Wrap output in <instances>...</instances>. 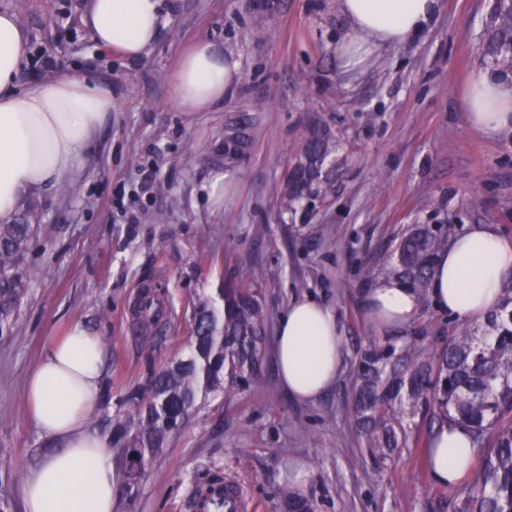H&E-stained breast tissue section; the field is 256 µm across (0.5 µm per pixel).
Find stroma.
Returning <instances> with one entry per match:
<instances>
[{
	"label": "stroma",
	"instance_id": "obj_1",
	"mask_svg": "<svg viewBox=\"0 0 512 512\" xmlns=\"http://www.w3.org/2000/svg\"><path fill=\"white\" fill-rule=\"evenodd\" d=\"M86 5L0 0L29 37L21 84L49 79V57L112 91V113L81 169L35 198L55 231L35 242L36 278L12 335L0 338V467L9 471L0 493L13 512H22L25 469L45 450L26 381L66 325L83 320L102 336L104 382L118 398L186 353L196 298L217 297L243 267L262 292L268 331L300 296L336 313L335 384L295 400L266 341L259 383L209 400L172 434L136 496L115 497L113 512H192L217 473L241 484L248 512H275L289 483L315 512H450L456 491L431 482L425 448L376 468L349 409L358 354L374 334L363 320L374 286L363 268L386 263L414 224L457 233L493 224L512 237V136L478 135L464 110L471 77L493 69L486 46L497 0H441L420 36L355 77L336 57L346 33L336 0H162L165 25L136 60L94 40ZM201 38L237 62L240 82L210 111L183 112L171 74ZM315 127L331 147L320 169L329 191L290 208L289 173ZM218 173L234 190L221 209L208 198ZM147 279L167 300L162 338L131 322Z\"/></svg>",
	"mask_w": 512,
	"mask_h": 512
}]
</instances>
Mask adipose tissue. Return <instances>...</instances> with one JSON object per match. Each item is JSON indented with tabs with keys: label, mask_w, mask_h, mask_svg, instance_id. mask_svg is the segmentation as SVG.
Masks as SVG:
<instances>
[{
	"label": "adipose tissue",
	"mask_w": 512,
	"mask_h": 512,
	"mask_svg": "<svg viewBox=\"0 0 512 512\" xmlns=\"http://www.w3.org/2000/svg\"><path fill=\"white\" fill-rule=\"evenodd\" d=\"M347 33L336 44L346 71L367 69L378 49L404 44L440 9V0H337ZM98 44L136 59L156 43L163 25L160 0H90ZM28 38L14 14L0 13V221L45 185L74 174L85 151L112 112L109 88L69 73L19 86ZM240 80L212 44L201 39L183 52L173 72L177 105L205 112ZM470 127L482 135L512 134V81L474 74L465 98ZM512 270V242L491 224L472 227L438 254L428 288L432 305L460 322H475L499 302L503 276ZM421 311L417 293L382 280L366 296L365 321L377 331L411 327ZM342 334L335 313L310 298L291 302L274 339L279 376L300 401L331 387L342 366ZM105 346L87 323L71 322L32 372L25 391L30 418L47 451L23 477L24 512H113L116 465L108 435L93 429L100 404ZM478 457L468 433L457 426L437 433L430 477L438 486L468 479Z\"/></svg>",
	"instance_id": "ef3b65f1"
}]
</instances>
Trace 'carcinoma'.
<instances>
[{"mask_svg":"<svg viewBox=\"0 0 512 512\" xmlns=\"http://www.w3.org/2000/svg\"><path fill=\"white\" fill-rule=\"evenodd\" d=\"M487 50L502 73H512V0H499ZM328 153L323 134L313 132L295 164L289 201L299 200L305 190L317 195L327 191L318 172ZM49 232L28 201L12 220L0 221L1 338L12 334L34 277L27 261L31 246ZM447 247V226L414 224L388 264L368 266L363 276L399 279L424 303L435 258ZM163 305L162 293L145 287L135 310L143 329L162 325L154 308ZM266 324L260 291L246 268L224 284L220 304L208 297L196 299L189 354L152 371L106 414L127 496L136 495L169 436L209 398H230L258 382ZM350 413L367 452L380 466L396 461L404 448L421 442L431 448L447 425L465 428L480 469L457 492L452 512H512V275L504 277L500 302L482 322L460 325L436 347L424 332L371 341L358 359ZM277 508L314 512L290 485L280 489Z\"/></svg>","mask_w":512,"mask_h":512,"instance_id":"carcinoma-1","label":"carcinoma"}]
</instances>
